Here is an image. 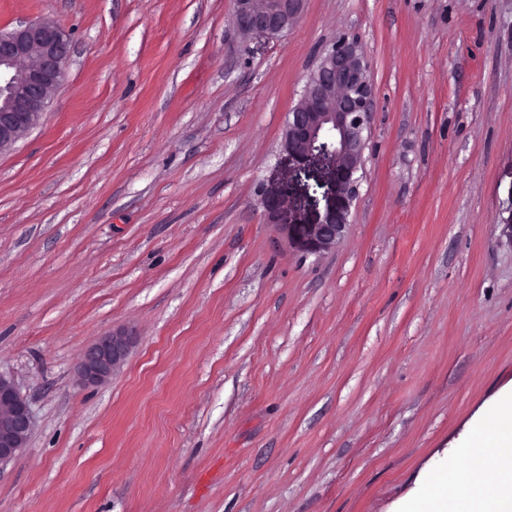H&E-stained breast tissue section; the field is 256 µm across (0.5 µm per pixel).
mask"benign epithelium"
<instances>
[{
	"label": "benign epithelium",
	"instance_id": "7a95c632",
	"mask_svg": "<svg viewBox=\"0 0 512 512\" xmlns=\"http://www.w3.org/2000/svg\"><path fill=\"white\" fill-rule=\"evenodd\" d=\"M304 0H234L233 21L246 33L276 36L292 27ZM69 35L57 24L32 19L0 31V153L40 125L53 94L66 76ZM375 97L370 64L357 40L345 37L324 49L288 113L283 153L295 174L318 162L328 169L325 208L312 224L291 223L289 210L273 191L262 204L269 223L288 243L307 253L335 248L343 239L358 192L357 172L370 134ZM135 344L133 333L114 329L83 353L76 367L78 383H107ZM33 430L29 404L15 382L0 374V466L27 447Z\"/></svg>",
	"mask_w": 512,
	"mask_h": 512
}]
</instances>
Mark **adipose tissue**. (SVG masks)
Instances as JSON below:
<instances>
[{
	"label": "adipose tissue",
	"instance_id": "obj_1",
	"mask_svg": "<svg viewBox=\"0 0 512 512\" xmlns=\"http://www.w3.org/2000/svg\"><path fill=\"white\" fill-rule=\"evenodd\" d=\"M477 441L504 449L512 446V402L503 401L481 423L476 431ZM512 485V457L504 455L499 459L498 477L487 482L474 474L451 475L447 471L436 472L428 484L426 498L414 502L415 512H445L448 499L456 502L482 503L498 488Z\"/></svg>",
	"mask_w": 512,
	"mask_h": 512
}]
</instances>
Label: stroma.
Returning a JSON list of instances; mask_svg holds the SVG:
<instances>
[{
    "mask_svg": "<svg viewBox=\"0 0 512 512\" xmlns=\"http://www.w3.org/2000/svg\"><path fill=\"white\" fill-rule=\"evenodd\" d=\"M0 0L72 38L0 154V374L34 430L0 512H404L512 397V0ZM357 39L376 110L344 239L308 254L266 189L322 50ZM137 342L111 381L74 369ZM303 0H234L233 21L246 33L276 36L299 19ZM135 344L133 333L127 329H113L90 344L76 367L78 383L99 386L107 383L115 370L127 359Z\"/></svg>",
    "mask_w": 512,
    "mask_h": 512,
    "instance_id": "35a3bbf8",
    "label": "stroma"
}]
</instances>
